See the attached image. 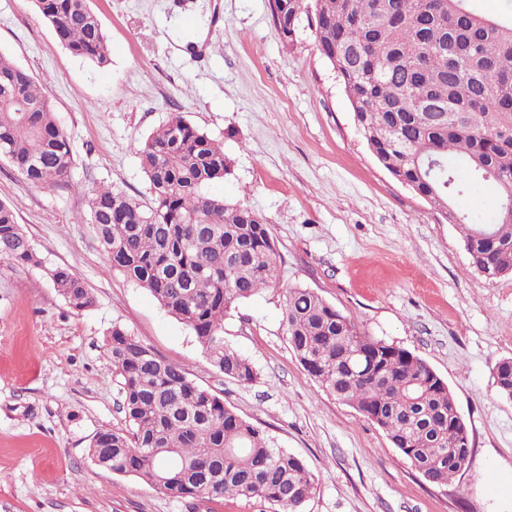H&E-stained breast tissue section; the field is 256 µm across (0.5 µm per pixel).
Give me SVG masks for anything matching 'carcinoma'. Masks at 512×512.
Here are the masks:
<instances>
[{"mask_svg":"<svg viewBox=\"0 0 512 512\" xmlns=\"http://www.w3.org/2000/svg\"><path fill=\"white\" fill-rule=\"evenodd\" d=\"M268 0L283 43L314 15L316 47L336 72L354 120L378 163L463 231L489 268L512 273V212L472 224L451 206L470 180L512 175V17L479 13L473 0ZM72 55L110 63L106 31L88 0H33ZM152 204L109 187L93 190L86 213L112 270L147 290L193 333L211 365L240 383L252 363L224 343L237 303L279 284L281 255L263 217L208 196L231 171L224 147L176 115L138 149ZM0 158L34 185L76 189L74 153L53 106L24 69L0 55ZM0 255L38 265L14 210L0 202ZM68 306L95 304L65 267L49 270ZM290 349L332 397L380 428L430 484L460 473L469 454L464 423L448 411L446 383L409 350L371 336L318 293L283 294ZM128 429L102 430L88 448L95 465L131 475L174 499L209 504L264 501L299 512L315 489L305 461L189 378L119 324L105 341ZM495 380L512 399V365Z\"/></svg>","mask_w":512,"mask_h":512,"instance_id":"1","label":"carcinoma"}]
</instances>
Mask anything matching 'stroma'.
Returning a JSON list of instances; mask_svg holds the SVG:
<instances>
[{"label":"stroma","instance_id":"35a3bbf8","mask_svg":"<svg viewBox=\"0 0 512 512\" xmlns=\"http://www.w3.org/2000/svg\"><path fill=\"white\" fill-rule=\"evenodd\" d=\"M90 6L109 37L104 67L71 55L33 0H0V53L34 76L75 159L71 190L31 184L0 160V201L42 259L0 256V512H207L87 453L96 433L127 426L105 356L116 322L307 462L317 486L300 512H512V399L495 381L512 359V274H481L458 226L377 162L308 24L286 45L266 0ZM175 113L232 161L207 194L265 218L282 257L278 287L224 320L225 343L256 368L249 384L214 369L190 329L113 272L91 225L75 221L99 186L150 204L138 149ZM499 196L477 180L453 207L487 221ZM57 266L83 279L93 308L70 309L48 276ZM294 285L447 384L470 441L448 485L427 483L303 370L282 326V291Z\"/></svg>","mask_w":512,"mask_h":512}]
</instances>
